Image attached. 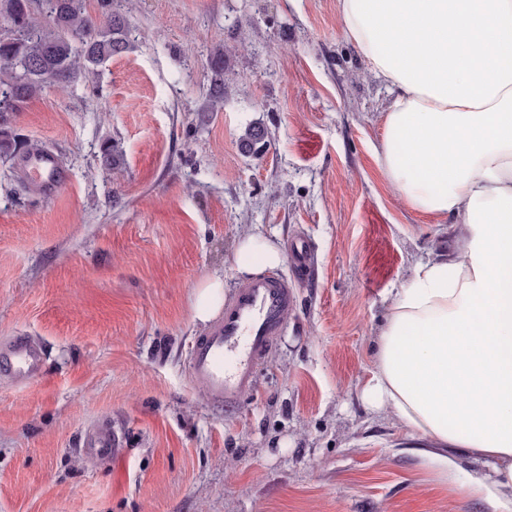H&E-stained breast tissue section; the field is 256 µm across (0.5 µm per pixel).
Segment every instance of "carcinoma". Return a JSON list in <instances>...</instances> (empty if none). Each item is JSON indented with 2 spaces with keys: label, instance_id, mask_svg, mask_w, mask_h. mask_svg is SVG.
Here are the masks:
<instances>
[{
  "label": "carcinoma",
  "instance_id": "1",
  "mask_svg": "<svg viewBox=\"0 0 512 512\" xmlns=\"http://www.w3.org/2000/svg\"><path fill=\"white\" fill-rule=\"evenodd\" d=\"M31 0H0L12 28L0 31V160L9 162L47 147L20 139L9 122L50 86L67 87L79 79L92 80L97 68L128 51L126 17L112 12V0H96L98 16L87 11L86 0H43L31 11ZM246 43H236L215 53L207 110L224 106V67Z\"/></svg>",
  "mask_w": 512,
  "mask_h": 512
}]
</instances>
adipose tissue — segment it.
<instances>
[{"mask_svg": "<svg viewBox=\"0 0 512 512\" xmlns=\"http://www.w3.org/2000/svg\"><path fill=\"white\" fill-rule=\"evenodd\" d=\"M341 18L390 96L383 176L464 240L387 295L364 398L435 447L484 458L491 476L465 491L512 512V0H341ZM281 260L249 235L234 264Z\"/></svg>", "mask_w": 512, "mask_h": 512, "instance_id": "obj_1", "label": "adipose tissue"}]
</instances>
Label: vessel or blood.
Listing matches in <instances>:
<instances>
[{
    "instance_id": "1",
    "label": "vessel or blood",
    "mask_w": 512,
    "mask_h": 512,
    "mask_svg": "<svg viewBox=\"0 0 512 512\" xmlns=\"http://www.w3.org/2000/svg\"><path fill=\"white\" fill-rule=\"evenodd\" d=\"M24 168L30 184L46 196L56 194L67 182L57 155L50 151L27 156ZM289 260L292 275H258L237 282L222 316L193 340L189 373L205 389L211 403L236 404L271 355L296 306L298 280L312 273L307 239L294 240ZM43 367V349L31 337L16 336L0 343V372L16 384L26 386L37 381ZM114 445L111 430L105 428L88 439L86 451L95 458H108Z\"/></svg>"
}]
</instances>
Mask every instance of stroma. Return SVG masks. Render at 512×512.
<instances>
[{
  "label": "stroma",
  "instance_id": "obj_1",
  "mask_svg": "<svg viewBox=\"0 0 512 512\" xmlns=\"http://www.w3.org/2000/svg\"><path fill=\"white\" fill-rule=\"evenodd\" d=\"M131 51L12 117L69 181L34 192L0 163V341L45 348L28 386L0 377V512H493L442 480L418 439L363 399L384 297L455 244L405 207L377 151L389 96L340 0H115ZM245 33L224 109L215 50ZM264 129L267 147L241 136ZM119 166L103 171L101 146ZM310 241L312 280L253 388L213 405L188 371L207 276L225 292L249 234ZM108 425V460L83 451ZM246 43V37L241 36L236 43L224 46L215 53L214 67L210 78V90L207 100L209 112H220L224 106V67L236 55L240 47Z\"/></svg>",
  "mask_w": 512,
  "mask_h": 512
}]
</instances>
